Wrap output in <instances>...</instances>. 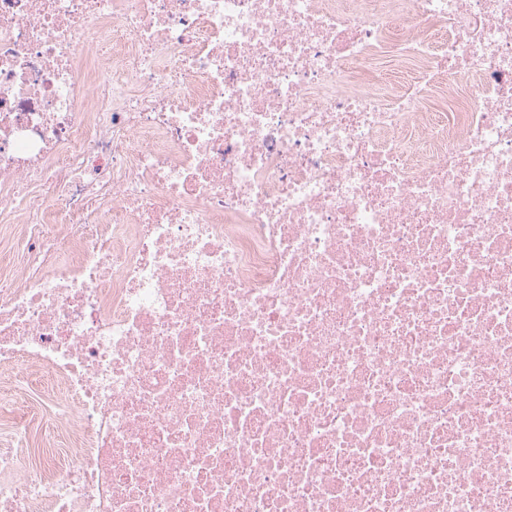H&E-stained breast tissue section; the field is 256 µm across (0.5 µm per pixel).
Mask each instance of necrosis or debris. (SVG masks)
I'll use <instances>...</instances> for the list:
<instances>
[{"label":"necrosis or debris","mask_w":512,"mask_h":512,"mask_svg":"<svg viewBox=\"0 0 512 512\" xmlns=\"http://www.w3.org/2000/svg\"><path fill=\"white\" fill-rule=\"evenodd\" d=\"M0 512H512V0H0ZM0 431H9L21 435L24 437L22 443L27 445L28 448H41L45 444L49 433L45 419L33 421L30 424H14L11 421H1L0 419Z\"/></svg>","instance_id":"necrosis-or-debris-1"}]
</instances>
